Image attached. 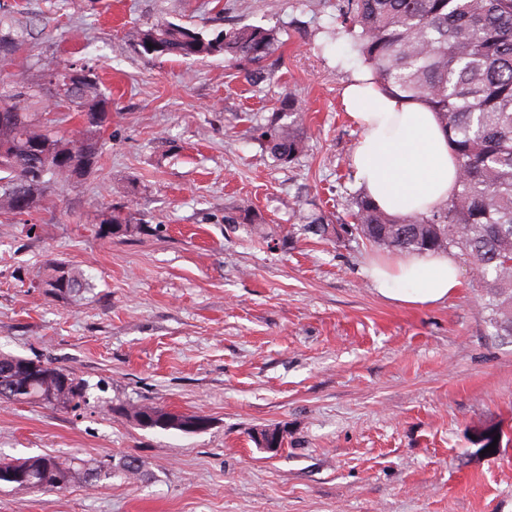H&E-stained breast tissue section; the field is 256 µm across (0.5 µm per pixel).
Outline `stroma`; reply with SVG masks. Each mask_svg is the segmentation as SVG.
I'll return each mask as SVG.
<instances>
[{"label": "stroma", "instance_id": "obj_1", "mask_svg": "<svg viewBox=\"0 0 512 512\" xmlns=\"http://www.w3.org/2000/svg\"><path fill=\"white\" fill-rule=\"evenodd\" d=\"M3 15L34 30L1 90L41 82L49 60L84 66L112 122L92 175L27 223L0 210V350L89 385L76 409L0 401V459L134 455L147 474L2 487L0 512H512V344L493 338L470 266L448 299L408 306L369 275L391 253L352 231L361 131L342 90L365 65L335 34L336 0H0ZM163 20L277 30L273 79L249 83L220 55L143 54L140 30ZM286 93L305 151L282 166L249 128ZM132 198L145 232L99 236L100 211ZM311 211L329 237L304 231ZM50 258L89 289L39 287ZM119 405L209 425L143 428ZM275 426L284 447L260 448Z\"/></svg>", "mask_w": 512, "mask_h": 512}]
</instances>
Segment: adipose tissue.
Wrapping results in <instances>:
<instances>
[{"instance_id":"ef3b65f1","label":"adipose tissue","mask_w":512,"mask_h":512,"mask_svg":"<svg viewBox=\"0 0 512 512\" xmlns=\"http://www.w3.org/2000/svg\"><path fill=\"white\" fill-rule=\"evenodd\" d=\"M342 101L361 130L352 153L355 176L380 208L427 212L452 195L459 168L433 112L383 94L363 73L344 88ZM370 276L383 295L411 306L441 302L460 285L458 264L444 252L378 264Z\"/></svg>"}]
</instances>
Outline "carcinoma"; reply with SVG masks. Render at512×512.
I'll return each mask as SVG.
<instances>
[{"mask_svg":"<svg viewBox=\"0 0 512 512\" xmlns=\"http://www.w3.org/2000/svg\"><path fill=\"white\" fill-rule=\"evenodd\" d=\"M341 28L370 68L374 83L387 95L419 103L434 113L461 171L458 188L438 208L398 216L378 208L364 192L352 200L349 215L355 232L370 245L389 252L458 250L481 288L482 309L492 335L512 343V0H336ZM31 30L0 19V58L13 56ZM276 30L261 26L230 27L206 38L174 22H158L140 33L143 52L154 58L192 59L222 54L256 83L269 77L267 62L278 49ZM71 66L49 61L43 76L64 87L56 103L76 109L72 132L41 129L31 100L40 90L22 80L0 95V110L12 118L0 124V208L16 219L44 208L53 187L91 175L101 156L100 130L111 99L95 73L68 85ZM300 103L284 96L263 124L252 127L275 161L294 162L304 151ZM135 203L111 210L99 235H130L142 229ZM308 232L326 238L329 222L320 214L302 216ZM40 287L66 295L90 284L66 262H46ZM48 378L34 380L25 392H9L7 401L55 409L76 405L88 384L52 362L0 352V389L20 383L33 365ZM136 424L148 406L110 408ZM136 458L121 457L110 466L90 468L73 458L45 454L18 461L27 467L28 487L44 492L75 483H92L120 474L140 478L146 470Z\"/></svg>","mask_w":512,"mask_h":512,"instance_id":"1","label":"carcinoma"}]
</instances>
